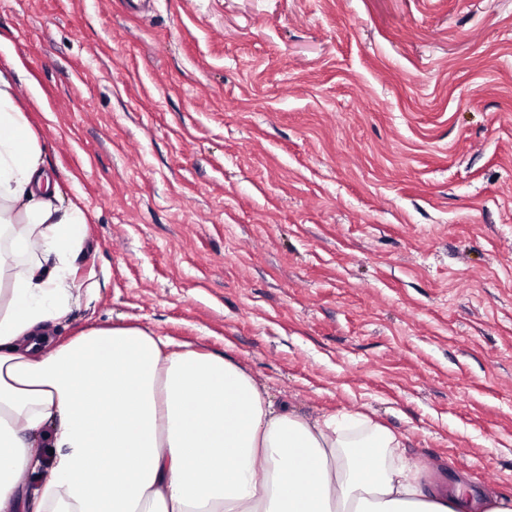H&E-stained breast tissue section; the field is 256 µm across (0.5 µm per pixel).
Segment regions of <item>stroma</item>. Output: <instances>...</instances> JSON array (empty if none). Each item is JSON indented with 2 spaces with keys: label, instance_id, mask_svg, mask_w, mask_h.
<instances>
[{
  "label": "stroma",
  "instance_id": "obj_1",
  "mask_svg": "<svg viewBox=\"0 0 512 512\" xmlns=\"http://www.w3.org/2000/svg\"><path fill=\"white\" fill-rule=\"evenodd\" d=\"M84 286L302 416L512 493V0H0Z\"/></svg>",
  "mask_w": 512,
  "mask_h": 512
}]
</instances>
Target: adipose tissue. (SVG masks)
Instances as JSON below:
<instances>
[{
	"instance_id": "obj_1",
	"label": "adipose tissue",
	"mask_w": 512,
	"mask_h": 512,
	"mask_svg": "<svg viewBox=\"0 0 512 512\" xmlns=\"http://www.w3.org/2000/svg\"><path fill=\"white\" fill-rule=\"evenodd\" d=\"M42 155L0 72V512H512L416 481L403 434L299 416L224 355L126 325L53 343L88 215Z\"/></svg>"
}]
</instances>
